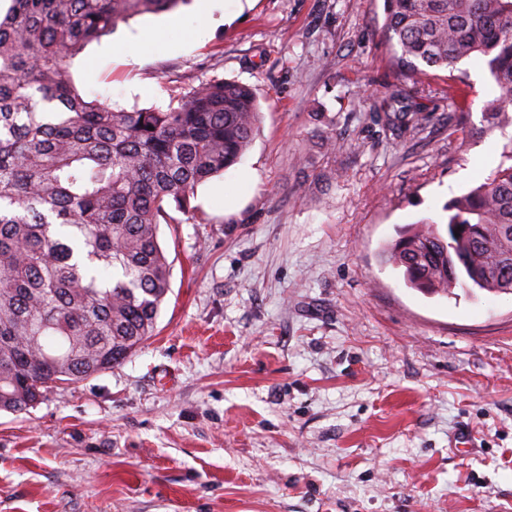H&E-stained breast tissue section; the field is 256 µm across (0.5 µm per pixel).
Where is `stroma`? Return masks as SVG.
Here are the masks:
<instances>
[{"mask_svg": "<svg viewBox=\"0 0 512 512\" xmlns=\"http://www.w3.org/2000/svg\"><path fill=\"white\" fill-rule=\"evenodd\" d=\"M197 8L119 24L76 85L130 109L238 81L258 130L161 225L155 336L0 412V512H512V294L426 295L381 256L497 164L483 61L455 107L406 82L421 120L395 134L370 110L396 82L383 0H215L199 37Z\"/></svg>", "mask_w": 512, "mask_h": 512, "instance_id": "obj_1", "label": "stroma"}]
</instances>
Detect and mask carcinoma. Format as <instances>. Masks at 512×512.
Listing matches in <instances>:
<instances>
[{
    "label": "carcinoma",
    "mask_w": 512,
    "mask_h": 512,
    "mask_svg": "<svg viewBox=\"0 0 512 512\" xmlns=\"http://www.w3.org/2000/svg\"><path fill=\"white\" fill-rule=\"evenodd\" d=\"M187 0H9L0 13V411L94 376L154 335L171 292L159 226L237 164L257 131L249 86L212 78L166 109L88 100L71 61L119 23ZM401 80L442 78L448 103L481 59L497 94L484 128L512 127V0H383ZM396 129L419 108L393 86ZM406 225L382 256L428 295L512 294V135L484 180Z\"/></svg>",
    "instance_id": "carcinoma-1"
}]
</instances>
